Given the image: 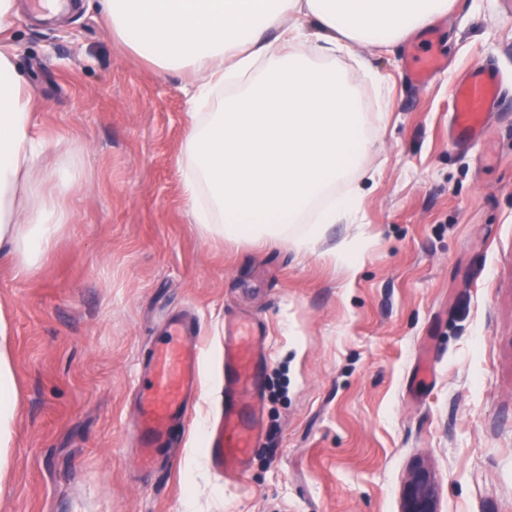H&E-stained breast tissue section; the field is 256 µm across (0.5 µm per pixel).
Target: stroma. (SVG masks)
Masks as SVG:
<instances>
[{
  "mask_svg": "<svg viewBox=\"0 0 512 512\" xmlns=\"http://www.w3.org/2000/svg\"><path fill=\"white\" fill-rule=\"evenodd\" d=\"M44 23L18 0V64L36 130L63 140L64 222L26 272L0 256L18 388L0 512H400L410 468L439 512H512V102L478 145L448 140L450 91L495 63L512 93V0H457L388 48L334 60L371 116L359 221L303 250L194 224L179 161L193 93L113 39L96 0ZM448 59L424 87L410 47ZM353 243L350 260L335 256ZM200 322L201 387L166 467L138 471L137 369L165 314ZM263 327L266 437L227 480L201 442L221 403L227 316ZM431 345L433 369L419 378Z\"/></svg>",
  "mask_w": 512,
  "mask_h": 512,
  "instance_id": "1",
  "label": "stroma"
}]
</instances>
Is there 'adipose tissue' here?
<instances>
[{
    "instance_id": "1",
    "label": "adipose tissue",
    "mask_w": 512,
    "mask_h": 512,
    "mask_svg": "<svg viewBox=\"0 0 512 512\" xmlns=\"http://www.w3.org/2000/svg\"><path fill=\"white\" fill-rule=\"evenodd\" d=\"M456 0H99L112 34L157 67L198 79L183 157L182 192L194 223L228 239L287 236L331 185L351 180L368 119L331 59L351 45L401 42ZM16 0H0V249L30 267L62 222L32 174L45 143L8 34ZM275 30L273 40L265 32ZM241 78L223 98L225 80ZM356 194L332 199L304 243L348 223ZM0 324V461L11 448L18 393Z\"/></svg>"
}]
</instances>
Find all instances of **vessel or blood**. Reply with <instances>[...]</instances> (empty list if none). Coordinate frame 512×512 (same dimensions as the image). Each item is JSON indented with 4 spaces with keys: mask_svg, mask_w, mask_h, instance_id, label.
<instances>
[{
    "mask_svg": "<svg viewBox=\"0 0 512 512\" xmlns=\"http://www.w3.org/2000/svg\"><path fill=\"white\" fill-rule=\"evenodd\" d=\"M508 93L492 63L471 69L451 90L448 137L476 144L488 115ZM261 328L249 318H229L221 340L224 381L223 409L210 432L207 459L232 478L245 469L251 448L258 444L260 361L255 351ZM201 337L196 320L184 312L170 314L163 335L143 362L136 386L137 416L132 430L142 470L155 472L184 430L198 391Z\"/></svg>",
    "mask_w": 512,
    "mask_h": 512,
    "instance_id": "obj_1",
    "label": "vessel or blood"
}]
</instances>
